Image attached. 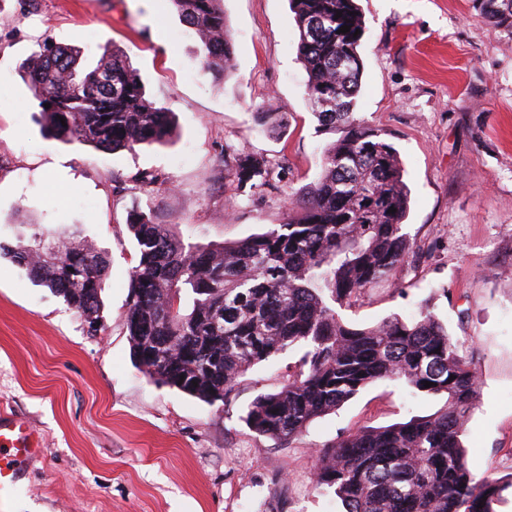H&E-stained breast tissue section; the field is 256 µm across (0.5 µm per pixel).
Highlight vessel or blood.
I'll return each mask as SVG.
<instances>
[{
    "label": "vessel or blood",
    "mask_w": 512,
    "mask_h": 512,
    "mask_svg": "<svg viewBox=\"0 0 512 512\" xmlns=\"http://www.w3.org/2000/svg\"><path fill=\"white\" fill-rule=\"evenodd\" d=\"M44 452L37 431L15 416H0V495L15 489L26 469Z\"/></svg>",
    "instance_id": "1"
}]
</instances>
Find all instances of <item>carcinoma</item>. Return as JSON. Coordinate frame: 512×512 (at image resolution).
Instances as JSON below:
<instances>
[{
    "label": "carcinoma",
    "instance_id": "cac0c4a2",
    "mask_svg": "<svg viewBox=\"0 0 512 512\" xmlns=\"http://www.w3.org/2000/svg\"><path fill=\"white\" fill-rule=\"evenodd\" d=\"M169 2L198 37L201 69L217 81L228 78L234 50L223 0ZM473 2L512 35V0ZM289 5L312 113L321 130L340 136L327 144L317 180L292 198L288 221L237 244L186 245L167 225L130 214L139 259L129 273L124 322L133 357L154 382L214 405L230 399L250 368L301 347L295 375L280 390L259 394L244 416L253 432L273 439L300 435L377 380L443 396L432 414L363 427L322 449L313 483L333 490L345 512H496L512 477L478 478L468 467L463 436L482 381L433 308L426 303L408 321L391 316L371 327L339 314L404 262L410 192L393 144L356 113L363 75V34L356 30L365 29L357 3ZM342 26L350 31L339 32ZM78 63L77 49L45 40L21 65L47 137L102 152L173 138V113L145 96L126 57L104 54L87 70ZM225 167L252 189L266 183L262 158L236 156ZM42 237L35 232L0 252L62 297L89 332L100 331L106 253L80 232L64 231L57 236L67 244L63 257L48 262L36 252Z\"/></svg>",
    "mask_w": 512,
    "mask_h": 512
}]
</instances>
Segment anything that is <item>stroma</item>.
I'll return each mask as SVG.
<instances>
[{"label":"stroma","mask_w":512,"mask_h":512,"mask_svg":"<svg viewBox=\"0 0 512 512\" xmlns=\"http://www.w3.org/2000/svg\"><path fill=\"white\" fill-rule=\"evenodd\" d=\"M357 3V112L399 153L411 251L341 315L371 326L411 319L430 301L482 379L469 467L503 477L512 473V35L472 0ZM224 12L233 71L217 82L169 0H0V243L16 244L22 219L80 230L110 260L104 326L92 334L62 297L0 257V413L27 420L46 448L0 512H342L312 483L320 450L445 403L379 380L301 435L274 440L243 417L258 394L287 383L301 349L254 366L212 406L135 364L122 318L138 263L129 211L187 244L237 243L287 220L334 139L312 114L288 0H224ZM45 39L76 47L83 69L121 50L147 97L174 112L176 136L115 153L45 137L19 73ZM259 112L278 113L283 127L264 129ZM236 155L267 160L266 185L253 191L225 172Z\"/></svg>","instance_id":"stroma-1"}]
</instances>
